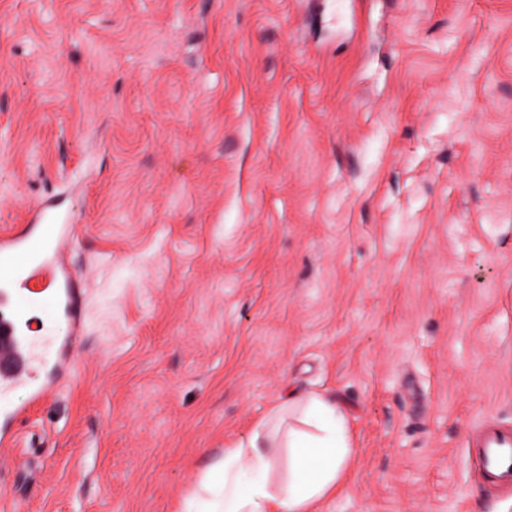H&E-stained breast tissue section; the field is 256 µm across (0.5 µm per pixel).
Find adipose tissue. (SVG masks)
<instances>
[{"mask_svg":"<svg viewBox=\"0 0 512 512\" xmlns=\"http://www.w3.org/2000/svg\"><path fill=\"white\" fill-rule=\"evenodd\" d=\"M355 453L334 398L289 396L247 441L211 463L181 512H318Z\"/></svg>","mask_w":512,"mask_h":512,"instance_id":"ef3b65f1","label":"adipose tissue"}]
</instances>
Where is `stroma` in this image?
Returning <instances> with one entry per match:
<instances>
[{
	"mask_svg": "<svg viewBox=\"0 0 512 512\" xmlns=\"http://www.w3.org/2000/svg\"><path fill=\"white\" fill-rule=\"evenodd\" d=\"M47 200L84 329L0 512H178L292 392L321 512H512V0H0V232ZM472 464L495 492H512V428L482 425L469 445Z\"/></svg>",
	"mask_w": 512,
	"mask_h": 512,
	"instance_id": "35a3bbf8",
	"label": "stroma"
}]
</instances>
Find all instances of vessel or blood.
Instances as JSON below:
<instances>
[{"mask_svg": "<svg viewBox=\"0 0 512 512\" xmlns=\"http://www.w3.org/2000/svg\"><path fill=\"white\" fill-rule=\"evenodd\" d=\"M75 240L73 213L59 214L53 205L35 208L24 227L0 238V391L20 383L30 385L26 403L0 415V447H12L18 435L15 420L26 415L50 391L48 382L38 381L39 334L28 297L30 284L42 278V299L57 314L69 319L68 336L57 339L58 375L75 372L73 347L81 328L83 297L66 267L62 254ZM469 455L472 464L493 491L512 492V428L495 422L476 432Z\"/></svg>", "mask_w": 512, "mask_h": 512, "instance_id": "vessel-or-blood-1", "label": "vessel or blood"}]
</instances>
